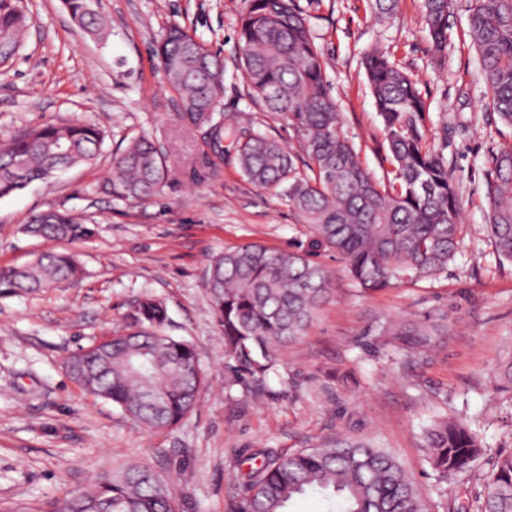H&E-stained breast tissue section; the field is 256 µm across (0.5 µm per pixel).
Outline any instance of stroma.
Instances as JSON below:
<instances>
[{"mask_svg":"<svg viewBox=\"0 0 512 512\" xmlns=\"http://www.w3.org/2000/svg\"><path fill=\"white\" fill-rule=\"evenodd\" d=\"M249 0H99L104 39L77 26L62 0H25L28 32L0 64V143L39 124L88 121L106 133L97 162L52 182L36 181L0 199V268L25 264L50 242L22 233L55 208L95 228L89 241L63 242L84 269L75 285L0 297V512H43L48 502L88 486L121 461L149 465L170 483L181 512H231L240 474L260 452L314 448L336 439L388 448L421 492L428 512L447 500L475 503L482 477L512 452V261L484 230L485 171L492 152L512 145V129L486 106V81L468 34L473 0H453L450 44L436 63L421 23V0H400L395 18L369 0H295L326 63L327 90L344 129L375 178H385L383 125L360 65L389 52L418 81L429 106L428 138L459 187L463 233L447 270L362 295L335 253L316 252L335 296L304 335L279 351L261 404L226 391L224 336L204 287L213 257L258 242L308 248L300 217L274 191L242 174L232 147L215 150L188 132L179 100L154 49L179 26L224 61L223 108L242 129L298 151L286 116L249 97L239 68L237 24ZM146 134L167 155L169 179L155 197L117 200L97 186L128 139ZM168 309L169 335L191 342L206 374L194 410L175 428L149 430L112 403L81 389L67 357L124 325L139 297ZM428 322L433 350L387 363L379 327ZM465 419L484 448L468 477L440 478L426 461L424 435L444 414Z\"/></svg>","mask_w":512,"mask_h":512,"instance_id":"35a3bbf8","label":"stroma"}]
</instances>
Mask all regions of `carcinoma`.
I'll return each instance as SVG.
<instances>
[{"label": "carcinoma", "mask_w": 512, "mask_h": 512, "mask_svg": "<svg viewBox=\"0 0 512 512\" xmlns=\"http://www.w3.org/2000/svg\"><path fill=\"white\" fill-rule=\"evenodd\" d=\"M72 20L103 39L107 20L90 0H63ZM452 0H422V21L435 61L448 54ZM467 26L488 82L491 105L512 128V0H475ZM26 27L14 0H0V37L17 46ZM243 75L268 111L287 116L306 154L305 168L279 141L248 133L229 116L213 122L222 106L224 64L202 41L169 28L156 57L179 96L181 114L195 129L208 128L217 147L230 142L243 175L274 189L303 219L311 238L305 251L273 250L250 243L224 251L210 264L206 287L224 335L227 389L277 371L279 349L299 339L319 309L335 295L333 277L313 260V249L333 251L360 294L404 280L431 277L458 252L463 224L458 186L448 161L428 145L427 104L417 80L385 53L363 59L368 86L382 119L390 177L366 171L343 129L308 22L294 0H250L238 22ZM105 132L91 123L43 124L0 146V199L35 180L94 163ZM169 177L158 142L141 135L112 161L102 192L144 200ZM487 235L497 254L512 261V146L492 154L486 170ZM23 232L50 241H87L94 229L66 211L37 214ZM74 257L49 251L30 264L0 271V295L12 296L78 280ZM125 331L71 354L66 369L87 393L111 402L150 430L171 429L194 409L205 374L193 344L166 333L168 310L145 295L125 315ZM385 344L405 356L420 354L437 328L391 322ZM428 462L443 478L469 476L481 455L476 434L455 416L425 433ZM244 493L234 512H286L308 491L340 499L341 512H426L421 494L401 462L383 448L339 438L321 447L262 453L259 466L241 475ZM72 512H179L168 484L150 467L123 463L102 482L72 493ZM477 512H512V454L498 458Z\"/></svg>", "instance_id": "1"}]
</instances>
